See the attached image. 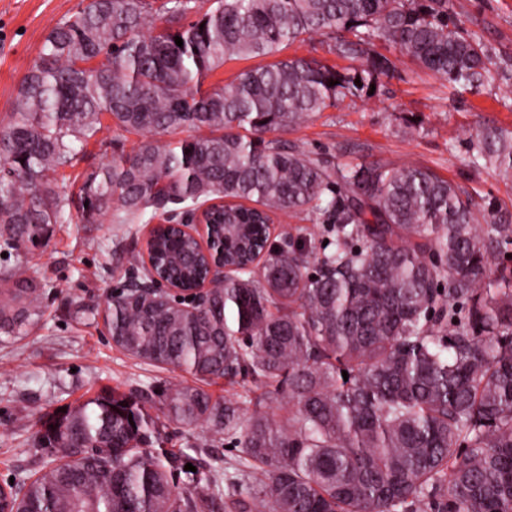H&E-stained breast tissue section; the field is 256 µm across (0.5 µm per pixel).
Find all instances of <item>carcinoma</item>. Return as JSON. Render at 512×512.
Returning a JSON list of instances; mask_svg holds the SVG:
<instances>
[{"label": "carcinoma", "instance_id": "cac0c4a2", "mask_svg": "<svg viewBox=\"0 0 512 512\" xmlns=\"http://www.w3.org/2000/svg\"><path fill=\"white\" fill-rule=\"evenodd\" d=\"M215 4L162 0L167 27L146 34L149 0H91L49 31L0 132V253L43 247L50 226L68 221L50 173L108 115L142 139L87 177L82 216L140 224L202 208L236 267L203 306L112 291L101 314L109 338L205 384L274 382L287 415L199 385L167 390L170 422L233 437L250 463L246 494L241 481L181 487L182 456L150 413L153 389L103 390L42 418L37 442L52 459L0 496L11 512H512V264L497 257L512 245V220L427 168L339 166L263 137L392 76L379 43L474 91L493 79L485 44L454 20L457 0ZM318 33L360 66L285 58L204 88L226 57L270 56ZM184 130L195 134L155 139ZM470 153L477 167L512 172V135L499 128H481ZM279 212L335 225L334 247L285 239L263 249ZM151 255L185 288L205 273L198 242L174 228L155 232ZM29 270L20 260L0 273L1 335L41 316Z\"/></svg>", "mask_w": 512, "mask_h": 512}]
</instances>
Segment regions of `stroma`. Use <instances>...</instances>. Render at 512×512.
I'll return each instance as SVG.
<instances>
[{
    "label": "stroma",
    "instance_id": "stroma-1",
    "mask_svg": "<svg viewBox=\"0 0 512 512\" xmlns=\"http://www.w3.org/2000/svg\"><path fill=\"white\" fill-rule=\"evenodd\" d=\"M90 0H0V126L7 123L22 80L44 38ZM461 20L479 36L494 61L495 78L480 92L452 89L447 81L400 56L392 77L374 94L345 99L275 138L322 153L337 164L386 163L431 169L464 189L478 205L512 214V174L472 165L469 141L477 128L512 133V0H462ZM140 137L110 127L91 138L73 163L57 170V189L72 217L52 225L50 238L30 264L44 286L42 315L23 335H0V484L41 467L48 456L36 433L45 413L75 406L102 389L161 391L190 383L189 374L159 369L115 347L88 309H103L124 278L127 263L115 241L140 250L148 225L112 223L109 214L83 219L79 194L87 173L110 163L114 150L131 151ZM168 445L181 452L180 484L227 480L241 461L239 449L206 426L171 423L151 411Z\"/></svg>",
    "mask_w": 512,
    "mask_h": 512
}]
</instances>
